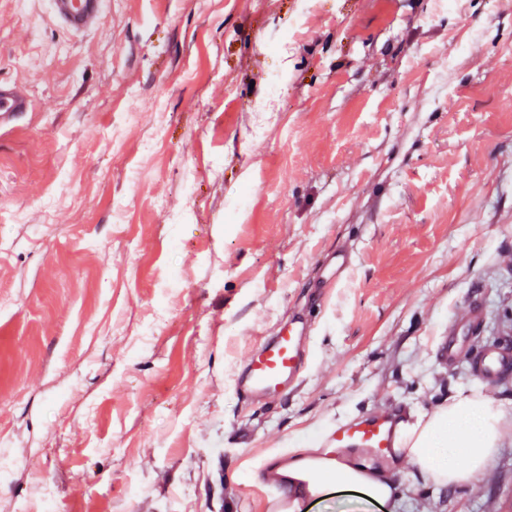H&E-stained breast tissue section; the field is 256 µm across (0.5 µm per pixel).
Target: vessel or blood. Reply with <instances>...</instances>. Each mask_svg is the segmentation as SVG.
Masks as SVG:
<instances>
[{"instance_id":"1","label":"vessel or blood","mask_w":512,"mask_h":512,"mask_svg":"<svg viewBox=\"0 0 512 512\" xmlns=\"http://www.w3.org/2000/svg\"><path fill=\"white\" fill-rule=\"evenodd\" d=\"M49 13L63 21L72 31L97 28L104 19L110 0H45ZM29 102L15 87L0 84V125L10 123L16 113L27 111ZM352 265L350 254L337 253L335 265L321 273L324 283L334 285L344 279ZM483 321V310L471 303L465 313L455 319L440 336L437 345L441 359L456 362L468 356L475 374L485 383L512 374V349L490 346L467 354L464 336L477 329ZM317 328L315 320L297 316L289 318L287 327L273 330L262 338L260 345L248 357L245 366L233 375L235 394L248 401L271 402L287 395L307 369L306 350ZM402 418L395 413L374 414L357 421L333 423L319 432V447L326 453L308 467L307 479L314 482L328 475L338 450L367 448L379 455L393 453L397 446ZM288 462V451L275 448L266 452L250 469L251 480L264 494L265 512H292V504L300 493L289 485L281 468Z\"/></svg>"}]
</instances>
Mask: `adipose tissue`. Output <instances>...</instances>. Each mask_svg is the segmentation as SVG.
<instances>
[{
    "instance_id": "adipose-tissue-1",
    "label": "adipose tissue",
    "mask_w": 512,
    "mask_h": 512,
    "mask_svg": "<svg viewBox=\"0 0 512 512\" xmlns=\"http://www.w3.org/2000/svg\"><path fill=\"white\" fill-rule=\"evenodd\" d=\"M506 424L503 403L474 389L457 390L448 404L404 424L403 461L413 476L427 485L470 482L492 458ZM353 487L373 501L387 500L396 491L388 478L369 474L361 466L340 463L321 482L317 494L326 500Z\"/></svg>"
}]
</instances>
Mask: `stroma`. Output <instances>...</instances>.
<instances>
[{
	"label": "stroma",
	"mask_w": 512,
	"mask_h": 512,
	"mask_svg": "<svg viewBox=\"0 0 512 512\" xmlns=\"http://www.w3.org/2000/svg\"><path fill=\"white\" fill-rule=\"evenodd\" d=\"M0 83L30 101L0 126V512H265L245 470L280 443L512 408L435 354L475 294L471 348L512 343V0H112L86 32L0 0ZM295 308L308 372L238 400ZM481 476L298 512H512V431ZM351 255L346 252H336V264L332 266H326L321 273V278L324 283L332 286L338 284L344 279L347 272L352 265Z\"/></svg>",
	"instance_id": "stroma-1"
}]
</instances>
